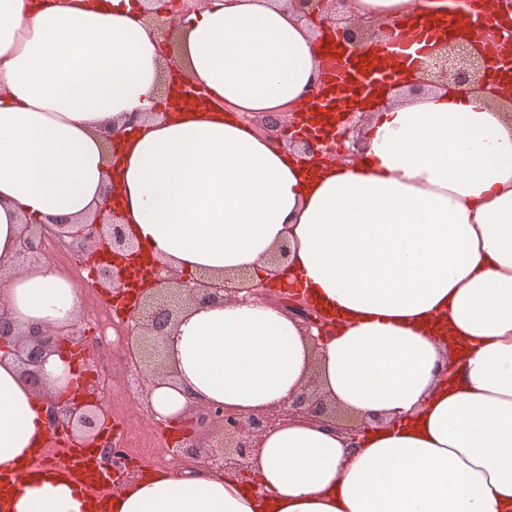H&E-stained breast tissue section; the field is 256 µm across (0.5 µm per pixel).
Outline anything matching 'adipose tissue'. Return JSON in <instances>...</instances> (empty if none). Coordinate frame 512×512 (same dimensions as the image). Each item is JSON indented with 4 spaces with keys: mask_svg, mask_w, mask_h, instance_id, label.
Here are the masks:
<instances>
[{
    "mask_svg": "<svg viewBox=\"0 0 512 512\" xmlns=\"http://www.w3.org/2000/svg\"><path fill=\"white\" fill-rule=\"evenodd\" d=\"M388 20L457 35L468 0H356ZM185 77L204 109L159 96L160 31L136 0H0V304L19 331L75 323L83 292L20 264L24 223H82L113 195L140 265L193 276L249 270L333 317L311 344L263 300L190 307L176 327L175 384L241 412L287 402L310 374L367 425L357 447L305 418L264 433L251 479L157 471L112 493L110 512H512V128L462 92L386 108L363 103L354 164H311L249 120L303 105L324 38L282 0H201L176 23ZM116 154L104 129L126 117ZM286 246L278 268L266 256ZM34 390L0 358V471L20 472L0 512H93L58 466L33 465L48 400L76 383L67 348Z\"/></svg>",
    "mask_w": 512,
    "mask_h": 512,
    "instance_id": "adipose-tissue-1",
    "label": "adipose tissue"
}]
</instances>
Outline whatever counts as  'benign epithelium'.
<instances>
[{"instance_id": "1", "label": "benign epithelium", "mask_w": 512, "mask_h": 512, "mask_svg": "<svg viewBox=\"0 0 512 512\" xmlns=\"http://www.w3.org/2000/svg\"><path fill=\"white\" fill-rule=\"evenodd\" d=\"M142 7L141 18L149 27L169 33L174 25L175 12L172 0H137ZM298 20L313 24L318 21L334 26L336 42L351 52L396 41L389 24L372 16L350 17L347 14L349 0H288ZM489 68L482 52L470 44L458 40L446 41L433 46L427 58L420 62L415 82L405 88L398 87L394 102L403 95H421L435 89L451 88L455 91L479 95L512 126V96H502L501 87L485 83ZM362 112L351 110L339 113V119L331 138L318 141L308 134L293 131L286 138V146L296 151L302 159L346 162L356 159L364 148V132L359 127ZM259 131L268 137L278 138L282 131L281 119L267 115L256 121ZM349 143L346 152L336 155V141ZM53 240L64 250L76 252L91 264L89 288L100 292L103 302H109L125 287L127 280L122 271L97 257L98 251L132 252L134 244L126 238L120 217L112 206L103 205L88 224H25L18 237L17 251L24 263L47 260L44 243ZM153 284L137 293L132 308L121 317L123 328L119 337L124 368L130 374L136 394L142 397L148 414H153L150 391L162 379L176 377L173 365L174 331L181 315L189 307L222 306L227 301L246 303L261 298L272 291L267 282H254L247 270H238L222 276L202 273L183 279L176 273L160 276L152 273ZM278 305L289 317L300 322L305 333L313 341L327 334L330 320L321 315L306 300L290 292L280 293ZM318 334H313V331ZM66 341L76 342V326H63L48 334L33 333L26 337L14 334V325L8 311L0 306V351L14 349L22 365V372L30 385L41 386V367L47 352ZM338 408L328 403L319 393V381L311 375L304 386L288 400V403L272 410L237 412L222 404L210 403L199 406L188 402L183 414H196L212 427V437L199 441L192 437L178 445V455L188 467L207 472H239L250 466L257 455L259 437L273 429L278 422L295 416H307L316 422L336 429L349 440L359 439L364 427L350 418L337 414ZM50 429L65 428L81 447L101 449L104 464L114 469L127 468L129 458L120 444L103 439L104 427L111 414L102 401L79 404L71 399L50 403Z\"/></svg>"}]
</instances>
